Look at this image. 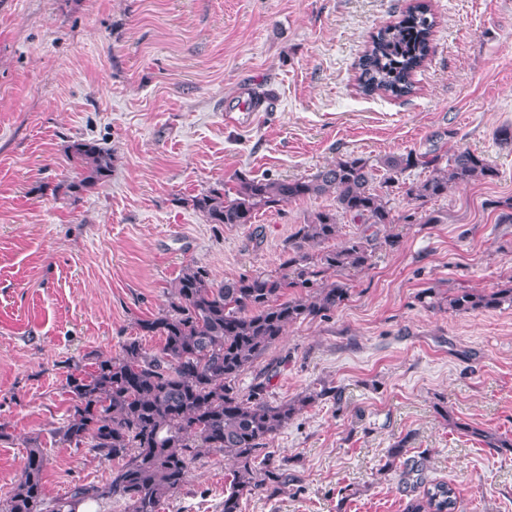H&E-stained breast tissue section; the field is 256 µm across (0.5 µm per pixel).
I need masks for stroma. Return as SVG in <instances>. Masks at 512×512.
Here are the masks:
<instances>
[{
	"label": "stroma",
	"mask_w": 512,
	"mask_h": 512,
	"mask_svg": "<svg viewBox=\"0 0 512 512\" xmlns=\"http://www.w3.org/2000/svg\"><path fill=\"white\" fill-rule=\"evenodd\" d=\"M408 0H0V498L26 442L48 455L45 494L107 483L113 461L54 442L66 369L112 357L193 264L220 283L277 269L300 224L332 195L210 224L187 197L238 175L295 179L340 159L468 149L495 168L431 203L440 223L387 189L395 250L350 272V296L288 326L238 380L282 401L329 389L266 446L278 489L240 512H404L425 482L456 512H512V452L460 424L512 436V307L432 308L426 289L493 291L512 275V0H433L432 52L403 99L365 97L355 64ZM269 94L258 111L253 95ZM110 149L112 175L79 201L51 187L69 147ZM406 453L390 461L397 443ZM233 463L206 450L160 512H222Z\"/></svg>",
	"instance_id": "obj_1"
}]
</instances>
